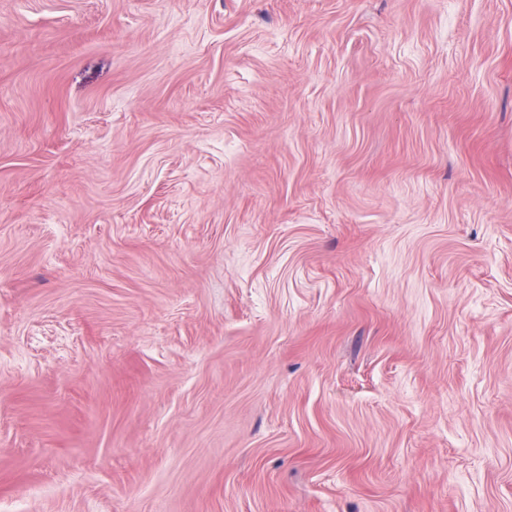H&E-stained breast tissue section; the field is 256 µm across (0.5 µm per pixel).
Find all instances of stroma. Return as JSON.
<instances>
[{"label": "stroma", "mask_w": 512, "mask_h": 512, "mask_svg": "<svg viewBox=\"0 0 512 512\" xmlns=\"http://www.w3.org/2000/svg\"><path fill=\"white\" fill-rule=\"evenodd\" d=\"M0 512H512V0H0Z\"/></svg>", "instance_id": "obj_1"}]
</instances>
